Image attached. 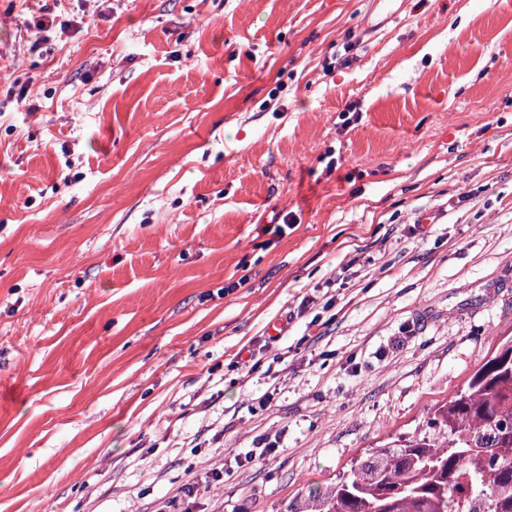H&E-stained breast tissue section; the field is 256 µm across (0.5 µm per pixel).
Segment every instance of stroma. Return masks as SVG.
I'll return each instance as SVG.
<instances>
[{
	"label": "stroma",
	"instance_id": "35a3bbf8",
	"mask_svg": "<svg viewBox=\"0 0 512 512\" xmlns=\"http://www.w3.org/2000/svg\"><path fill=\"white\" fill-rule=\"evenodd\" d=\"M395 7L0 0V512H288L512 335V0ZM224 475V469L222 468H212L210 470V476L208 477V480H205L204 483L192 481L189 483H186L182 488L183 498H182V505H186L183 508V512H189L190 505L194 504L192 501L193 499L197 498L204 492L209 491L213 485L219 484L223 480Z\"/></svg>",
	"mask_w": 512,
	"mask_h": 512
}]
</instances>
